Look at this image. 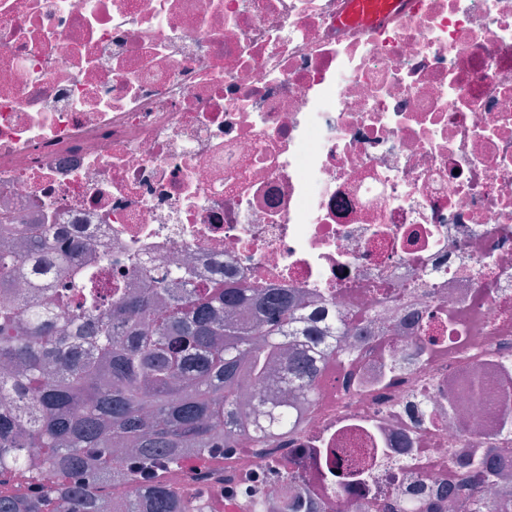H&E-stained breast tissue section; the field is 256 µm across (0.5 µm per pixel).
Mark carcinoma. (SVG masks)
Wrapping results in <instances>:
<instances>
[{
    "instance_id": "obj_1",
    "label": "carcinoma",
    "mask_w": 512,
    "mask_h": 512,
    "mask_svg": "<svg viewBox=\"0 0 512 512\" xmlns=\"http://www.w3.org/2000/svg\"><path fill=\"white\" fill-rule=\"evenodd\" d=\"M43 270L63 263L41 232ZM168 273L137 294L96 288L71 270L67 287L34 283L20 297L0 274V512H208V481L243 436L265 453L298 431L300 414L261 403L265 421L236 406L258 386L297 326L285 290L167 287ZM55 312L31 307L36 295ZM245 315L224 320V309ZM317 367L301 352L283 371L301 404L315 401ZM190 474V491L173 481ZM288 481L281 512H321L294 474L267 470L232 489L245 512H265L258 485Z\"/></svg>"
}]
</instances>
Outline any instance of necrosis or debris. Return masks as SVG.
Returning <instances> with one entry per match:
<instances>
[{
  "label": "necrosis or debris",
  "mask_w": 512,
  "mask_h": 512,
  "mask_svg": "<svg viewBox=\"0 0 512 512\" xmlns=\"http://www.w3.org/2000/svg\"><path fill=\"white\" fill-rule=\"evenodd\" d=\"M410 2L0 0V249L41 226L100 288L287 289L335 352L289 446L229 472L338 512L498 504L469 441L512 471V0ZM260 394L298 403L275 369ZM395 0H350L349 21L372 18L380 10L391 6Z\"/></svg>",
  "instance_id": "4bbe7bcc"
}]
</instances>
